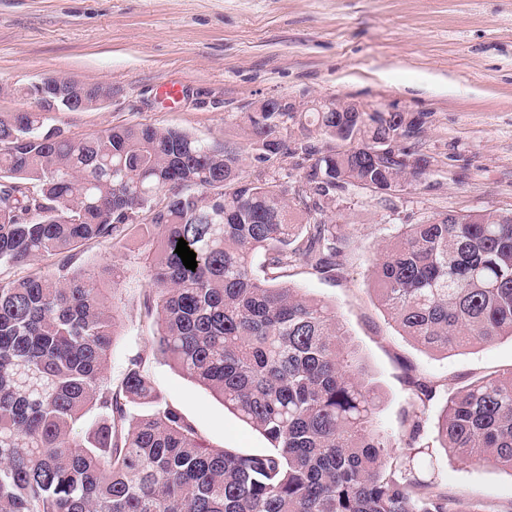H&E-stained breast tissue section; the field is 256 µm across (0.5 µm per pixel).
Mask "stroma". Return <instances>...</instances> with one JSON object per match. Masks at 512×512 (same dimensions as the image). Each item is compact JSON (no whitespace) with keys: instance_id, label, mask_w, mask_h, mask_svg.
<instances>
[{"instance_id":"35a3bbf8","label":"stroma","mask_w":512,"mask_h":512,"mask_svg":"<svg viewBox=\"0 0 512 512\" xmlns=\"http://www.w3.org/2000/svg\"><path fill=\"white\" fill-rule=\"evenodd\" d=\"M46 76L112 87V100L54 113L70 136L124 124L177 127L227 141L248 157L246 175L271 178L279 162L255 161L244 115L271 97L320 99L426 112L424 152L438 168L402 195L353 190L336 224L352 249L331 276L301 274L295 287L333 304L381 396L377 428L392 462L413 415L419 446L432 456L423 475L465 512H512V471L446 454L437 420L458 390L512 367V339L437 354L399 335L378 303L372 260L405 225L444 212L512 211V0H0V114L34 108L20 88ZM180 85L177 99L163 86ZM110 375L142 359L166 400L211 447L238 453L268 441L185 378L157 350L155 328L131 265ZM437 396L420 405L414 384Z\"/></svg>"}]
</instances>
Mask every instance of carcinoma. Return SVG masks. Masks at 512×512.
<instances>
[{
    "mask_svg": "<svg viewBox=\"0 0 512 512\" xmlns=\"http://www.w3.org/2000/svg\"><path fill=\"white\" fill-rule=\"evenodd\" d=\"M246 116L251 142L313 161L307 184L327 205L295 212L287 184L247 179L239 148L179 129L74 139L43 112L0 116V512H458L411 465L420 420L405 461L387 466L380 399L336 307L284 281L342 269L351 242L336 231V191L426 175L428 113H287L351 144L342 152L309 137L295 149L268 116ZM122 241L145 266L139 296L159 353L267 451L206 445L138 359L112 385L126 268L79 261ZM40 258L52 274L10 276ZM372 268L381 307L417 346L512 338V214L408 224ZM90 412L98 420L76 432ZM437 428L449 454L512 471V369L458 391Z\"/></svg>",
    "mask_w": 512,
    "mask_h": 512,
    "instance_id": "1",
    "label": "carcinoma"
}]
</instances>
